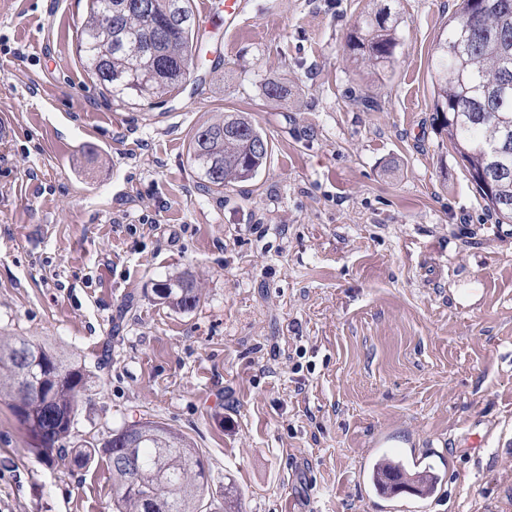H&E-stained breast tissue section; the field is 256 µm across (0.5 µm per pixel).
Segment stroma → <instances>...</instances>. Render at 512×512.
Instances as JSON below:
<instances>
[{"label":"stroma","mask_w":512,"mask_h":512,"mask_svg":"<svg viewBox=\"0 0 512 512\" xmlns=\"http://www.w3.org/2000/svg\"><path fill=\"white\" fill-rule=\"evenodd\" d=\"M203 2L191 79L150 104L85 70L86 0H0V335L94 374L71 445L160 421L239 512H386L365 469L382 434L442 476L407 512H512V231L434 119L455 0H246L233 30ZM383 6L381 79L347 40ZM228 112L271 152L210 191L189 145ZM178 276L192 309L155 293ZM0 512H116L112 474L41 462L0 402Z\"/></svg>","instance_id":"stroma-1"}]
</instances>
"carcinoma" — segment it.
Returning a JSON list of instances; mask_svg holds the SVG:
<instances>
[{"instance_id": "obj_1", "label": "carcinoma", "mask_w": 512, "mask_h": 512, "mask_svg": "<svg viewBox=\"0 0 512 512\" xmlns=\"http://www.w3.org/2000/svg\"><path fill=\"white\" fill-rule=\"evenodd\" d=\"M88 12L78 42L80 58L109 93L160 99L186 83L199 39L190 0H149L142 11L124 8L126 0H87ZM460 0L459 9L435 48L434 111L469 174L492 169L494 199L480 192L500 224L512 223V7L479 9ZM395 21L383 7L362 17L348 48L356 61L378 73L394 67ZM191 160L208 189H222L253 178L266 163V136L244 115L199 130L190 145ZM156 294L176 308H190L200 296L193 282L170 278ZM95 386L91 371L24 336H0V400L7 402L30 437L34 452L51 463L65 451L79 398ZM132 449L139 470L120 461ZM81 466L98 458L112 473L117 512H234V493L224 487V504L209 498L210 471L203 455L181 433L149 418L114 431L107 439L84 441L74 449ZM369 479L382 487L429 496L441 481L436 471L420 476L395 457L376 458Z\"/></svg>"}]
</instances>
